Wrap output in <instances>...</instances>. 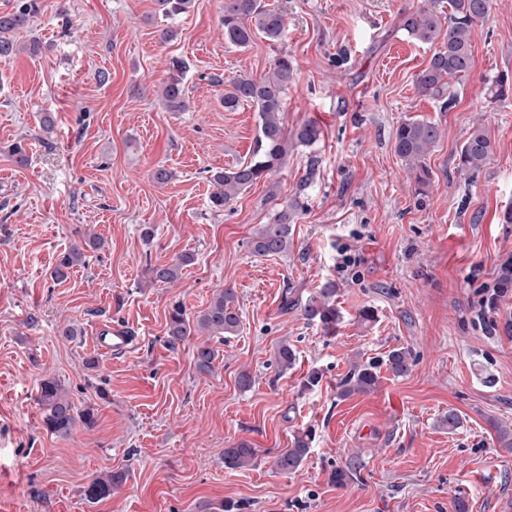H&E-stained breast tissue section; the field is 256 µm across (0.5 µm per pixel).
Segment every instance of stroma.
<instances>
[{
	"label": "stroma",
	"instance_id": "stroma-1",
	"mask_svg": "<svg viewBox=\"0 0 512 512\" xmlns=\"http://www.w3.org/2000/svg\"><path fill=\"white\" fill-rule=\"evenodd\" d=\"M267 2L285 17L283 41L257 35L240 49L224 42V0H192L172 22L155 0H39L21 50L0 62V512H456L461 497L467 512H512V451L495 430L512 424V289L484 304L512 256V99L488 104L481 92L512 75V0H493L476 24L473 67L447 109L415 85L431 48L399 28L403 10L444 11L447 0ZM169 26L176 36L162 40ZM282 52L295 69L285 129L308 123L321 138L312 151L289 145L272 176L213 211L211 170L249 157L259 121L250 105L225 109L222 83L267 75ZM175 57L185 112L157 97ZM410 117L442 129L425 191L394 152ZM479 123L494 152L472 175L459 154ZM17 141L23 168L8 152ZM160 165L175 179L156 183ZM295 198L288 253L253 254L255 233ZM89 231L102 248L52 279ZM340 243L361 255L343 273ZM185 252L195 260L177 282L149 284V266ZM328 286L335 332L283 311L286 292L309 299ZM224 288L241 327L202 371L205 334L171 340L168 311L178 302L197 318ZM67 324L76 336L62 335ZM107 324L135 336L125 354L97 350ZM283 341L297 359L281 372ZM399 347L414 354L407 376L384 370L373 391L337 397L354 363ZM48 379L93 425L47 431L37 397ZM451 409L462 419L453 433L437 424ZM301 432L307 458L280 473L276 454ZM242 441L257 450L253 464L225 468V448ZM353 452L362 478L336 487L331 472ZM109 471L121 486L89 502L85 488Z\"/></svg>",
	"mask_w": 512,
	"mask_h": 512
}]
</instances>
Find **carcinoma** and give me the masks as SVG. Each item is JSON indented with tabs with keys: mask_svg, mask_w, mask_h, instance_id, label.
Listing matches in <instances>:
<instances>
[{
	"mask_svg": "<svg viewBox=\"0 0 512 512\" xmlns=\"http://www.w3.org/2000/svg\"><path fill=\"white\" fill-rule=\"evenodd\" d=\"M192 0H157L159 12L167 19L176 18L191 7ZM490 0H448V15L444 16L428 7L405 12L400 18V28L417 43L433 48L428 65L416 77V84L425 96H431L447 107L455 100L451 90L456 83L471 71L473 54L471 45L475 25L488 13ZM37 11V0H18L11 13H0V60L13 57L18 51L19 34L24 32L30 18ZM224 42L245 47L253 35L263 36L271 44H278L284 36L285 21L281 13L267 7L262 0H224ZM294 81V65L288 54L281 53L275 58L271 72L266 77L254 78L238 74L229 81L224 91V109L232 111L242 103L257 108L259 122L251 156L230 170H216L211 175L215 190L210 196V207L224 209V205L238 193L266 178L278 169L288 154V136L283 124V112L288 87ZM489 102H502L512 96V77L501 75L485 83L482 89ZM160 101L170 112H184L189 104L183 83V66L178 60L172 62L169 73L159 91ZM439 125L425 118H408L396 129L394 152L411 169L423 168L425 157L441 138ZM297 145L311 148L320 140V130L312 124H304L293 133ZM493 152V145L481 127H475L460 151L461 168L473 174L478 173ZM296 204L292 203L278 211L271 223L251 240L252 252L259 256L281 254L288 250L290 224L295 218ZM84 258L80 247L64 252L53 271V277H66L67 271ZM194 261V256L185 253L168 264L151 266L147 270L153 283L175 282L183 266ZM335 289L325 288L321 297L311 298L302 311L310 321H317L324 327L335 325L338 312L330 303ZM199 328L224 341L236 334L240 328V316L234 292L226 288L214 295L206 310L196 320ZM168 336L176 341L191 334L190 319L180 303H175L168 314ZM216 350L210 345L196 348L194 359L201 369L211 368ZM386 369L395 377L407 375L412 366V352L408 348H397L389 352L385 360ZM378 366L368 363L355 366L338 384V396L349 397L365 393L377 387ZM38 404L43 411V423L56 436L67 437L82 421L93 423L91 411H78L64 396L60 385L54 380L41 384ZM309 450L308 438L298 436L292 447L278 453L274 467L281 473H292L303 463ZM256 457V450L242 441L233 448L224 449V466L238 469L248 465ZM364 464L359 455L352 454L336 467L331 474L338 486H346L360 480ZM122 483L119 473L109 472L95 478L86 488L85 497L95 502L112 494Z\"/></svg>",
	"mask_w": 512,
	"mask_h": 512,
	"instance_id": "cac0c4a2",
	"label": "carcinoma"
}]
</instances>
